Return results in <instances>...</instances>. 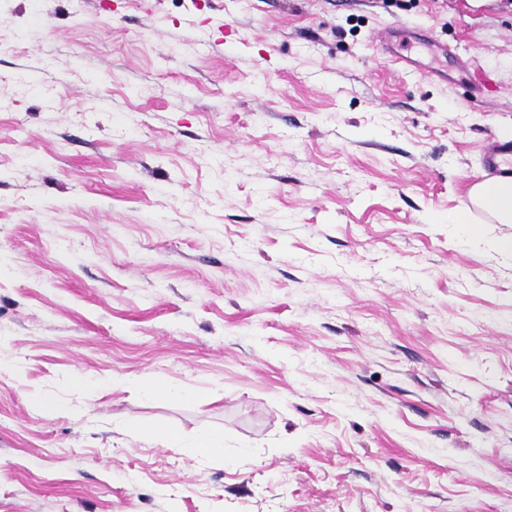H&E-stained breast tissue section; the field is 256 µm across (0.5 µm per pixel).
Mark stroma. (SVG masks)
Instances as JSON below:
<instances>
[{
  "label": "stroma",
  "instance_id": "1",
  "mask_svg": "<svg viewBox=\"0 0 512 512\" xmlns=\"http://www.w3.org/2000/svg\"><path fill=\"white\" fill-rule=\"evenodd\" d=\"M492 140L512 0H0V512H512ZM474 205L498 224L512 223V177H496L470 190Z\"/></svg>",
  "mask_w": 512,
  "mask_h": 512
}]
</instances>
